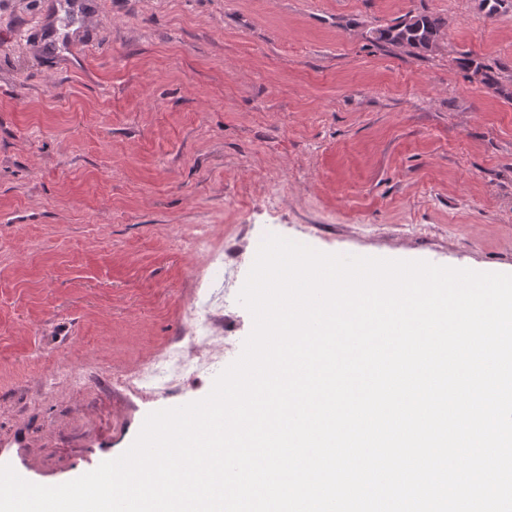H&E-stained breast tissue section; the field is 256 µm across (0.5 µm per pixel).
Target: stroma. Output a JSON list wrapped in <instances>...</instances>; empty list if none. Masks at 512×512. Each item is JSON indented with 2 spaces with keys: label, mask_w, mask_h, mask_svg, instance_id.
I'll list each match as a JSON object with an SVG mask.
<instances>
[{
  "label": "stroma",
  "mask_w": 512,
  "mask_h": 512,
  "mask_svg": "<svg viewBox=\"0 0 512 512\" xmlns=\"http://www.w3.org/2000/svg\"><path fill=\"white\" fill-rule=\"evenodd\" d=\"M429 53L378 46L407 12ZM512 8L480 0H0V464L58 485L205 397L113 388L186 331L208 225L246 279L276 234L512 274ZM82 372L46 389L53 367ZM448 21L438 15L418 13L406 14L391 25L373 28L369 40L375 44L400 46L407 44L417 50L427 52L430 42L438 39Z\"/></svg>",
  "instance_id": "stroma-1"
}]
</instances>
